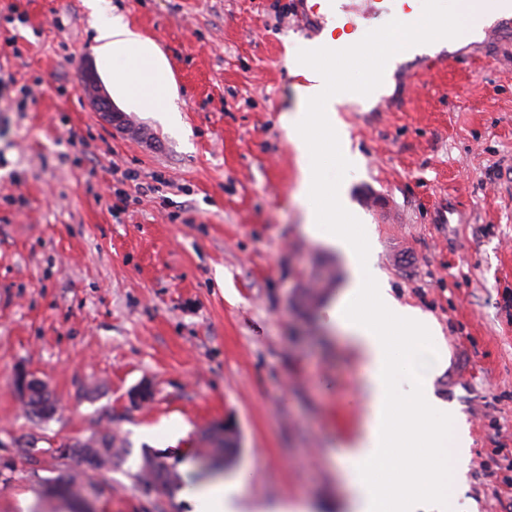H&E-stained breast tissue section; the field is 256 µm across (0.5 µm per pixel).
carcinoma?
<instances>
[{
  "label": "carcinoma",
  "mask_w": 512,
  "mask_h": 512,
  "mask_svg": "<svg viewBox=\"0 0 512 512\" xmlns=\"http://www.w3.org/2000/svg\"><path fill=\"white\" fill-rule=\"evenodd\" d=\"M27 407L32 414L39 416L46 410H53L54 403L46 389L42 387L29 396ZM210 441L214 447L215 456L224 458L226 465L231 463L238 450L233 429L226 426L220 432H213ZM76 448L83 449L84 453L81 462L85 466V472L81 478L67 468V460L74 458ZM55 453L59 462L58 475L47 483V489L56 496H78L84 499L96 497L102 493L97 475L103 470L110 469L112 464L123 457L125 450L116 447L115 438L112 437L111 432L101 431L93 435L90 445L78 440L55 449ZM136 477L146 488L163 493L181 485V477L176 466L165 463L156 454L143 456Z\"/></svg>",
  "instance_id": "obj_1"
}]
</instances>
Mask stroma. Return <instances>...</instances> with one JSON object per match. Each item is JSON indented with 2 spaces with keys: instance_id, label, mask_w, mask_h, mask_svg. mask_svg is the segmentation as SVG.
I'll use <instances>...</instances> for the list:
<instances>
[{
  "instance_id": "obj_1",
  "label": "stroma",
  "mask_w": 512,
  "mask_h": 512,
  "mask_svg": "<svg viewBox=\"0 0 512 512\" xmlns=\"http://www.w3.org/2000/svg\"><path fill=\"white\" fill-rule=\"evenodd\" d=\"M289 2L111 0L169 61L177 134L91 109L84 0H0V512H193L205 434L227 421L251 506L340 512L331 442L360 416L357 367L327 337L347 271L302 230L280 123L301 82L285 58L315 37ZM472 33L452 19L446 62L372 93L336 51L338 81L362 91L340 114L362 164L335 175L395 295L448 346L434 392L471 425L468 497L512 512V36L455 58ZM22 373L45 384L50 419L29 414ZM143 385L152 398L132 403ZM103 430L126 450L103 495L46 494L50 447ZM146 452L176 466L179 490L135 480ZM310 502L303 499H281L271 503H265L253 512H313Z\"/></svg>"
}]
</instances>
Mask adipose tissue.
Returning a JSON list of instances; mask_svg holds the SVG:
<instances>
[{
	"label": "adipose tissue",
	"mask_w": 512,
	"mask_h": 512,
	"mask_svg": "<svg viewBox=\"0 0 512 512\" xmlns=\"http://www.w3.org/2000/svg\"><path fill=\"white\" fill-rule=\"evenodd\" d=\"M94 31L93 52L114 99L132 112L180 122L177 87L156 43L113 12L109 0H84ZM337 42L325 34L287 57L304 76L298 109L280 122L295 147L304 233L338 251L347 282L326 318L359 366L362 414L340 456L349 488L345 512H477L467 498L473 438L465 416L437 399L434 379L447 349L433 317L401 302L375 266V240L361 224L341 181L327 179L324 161L355 166L359 153L338 116L345 91L330 58ZM194 512H311L303 499H281L250 510L244 478L217 476L192 494Z\"/></svg>",
	"instance_id": "obj_1"
}]
</instances>
